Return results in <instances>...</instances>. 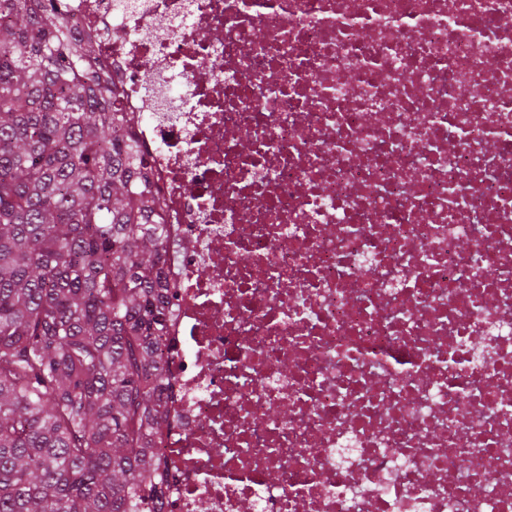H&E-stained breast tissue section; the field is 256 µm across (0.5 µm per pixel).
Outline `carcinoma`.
Here are the masks:
<instances>
[{"label":"carcinoma","mask_w":512,"mask_h":512,"mask_svg":"<svg viewBox=\"0 0 512 512\" xmlns=\"http://www.w3.org/2000/svg\"><path fill=\"white\" fill-rule=\"evenodd\" d=\"M51 0H0V512H159L170 288L136 119Z\"/></svg>","instance_id":"1"}]
</instances>
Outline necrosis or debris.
Segmentation results:
<instances>
[{
	"label": "necrosis or debris",
	"mask_w": 512,
	"mask_h": 512,
	"mask_svg": "<svg viewBox=\"0 0 512 512\" xmlns=\"http://www.w3.org/2000/svg\"><path fill=\"white\" fill-rule=\"evenodd\" d=\"M54 4L160 196V512H512V0Z\"/></svg>",
	"instance_id": "4bbe7bcc"
}]
</instances>
